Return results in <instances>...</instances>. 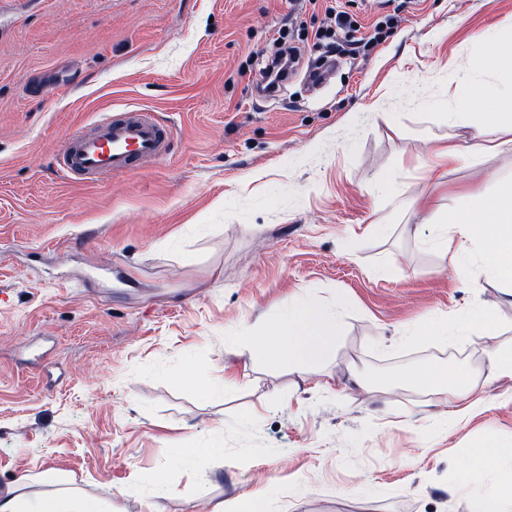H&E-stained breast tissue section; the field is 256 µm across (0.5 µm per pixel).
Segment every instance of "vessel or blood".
Segmentation results:
<instances>
[{"mask_svg":"<svg viewBox=\"0 0 512 512\" xmlns=\"http://www.w3.org/2000/svg\"><path fill=\"white\" fill-rule=\"evenodd\" d=\"M171 142L170 127L156 114L128 111L102 118L92 133L73 137L58 154L57 169L65 177L128 175L138 163L160 158Z\"/></svg>","mask_w":512,"mask_h":512,"instance_id":"obj_1","label":"vessel or blood"}]
</instances>
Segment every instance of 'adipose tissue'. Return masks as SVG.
I'll return each mask as SVG.
<instances>
[{
  "label": "adipose tissue",
  "instance_id": "adipose-tissue-1",
  "mask_svg": "<svg viewBox=\"0 0 512 512\" xmlns=\"http://www.w3.org/2000/svg\"><path fill=\"white\" fill-rule=\"evenodd\" d=\"M465 73L498 98L501 106L496 111L483 112L465 100H456L447 115L449 124L473 131L476 138L493 141L499 150L512 151V59L489 55L472 63ZM471 200L468 206L449 205L446 214L429 215V223L440 230L435 246L443 260L466 275L471 271L464 259L466 246L479 242L483 270L512 285V181H497L491 192L475 190ZM454 326V333H434V340L452 337L462 341L474 333L486 336L490 341L483 361L486 381L512 379V346L497 343L498 319L493 309L469 308L455 318ZM340 331L337 304L309 300L300 306H285L274 322L248 337L247 346L273 362L302 371L321 365L333 353ZM403 379L430 389L439 402L447 405L472 385L464 374L444 370L407 373ZM490 460L498 464L500 474L487 489L469 495L468 512H512L511 447L490 440L474 448L461 472L460 483L469 486ZM40 481L52 483V491L33 493V485ZM0 512H106V503L60 473L25 472L0 489Z\"/></svg>",
  "mask_w": 512,
  "mask_h": 512
}]
</instances>
